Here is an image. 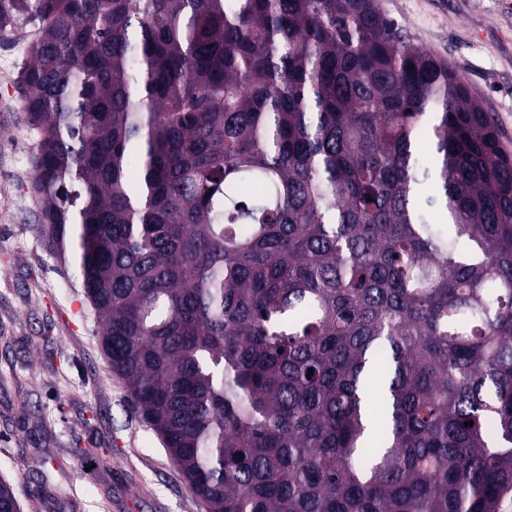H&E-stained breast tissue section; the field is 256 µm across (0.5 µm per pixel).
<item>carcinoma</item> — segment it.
<instances>
[{"label":"carcinoma","instance_id":"cac0c4a2","mask_svg":"<svg viewBox=\"0 0 512 512\" xmlns=\"http://www.w3.org/2000/svg\"><path fill=\"white\" fill-rule=\"evenodd\" d=\"M18 25L40 223L207 512H512V156L456 72L376 0Z\"/></svg>","mask_w":512,"mask_h":512}]
</instances>
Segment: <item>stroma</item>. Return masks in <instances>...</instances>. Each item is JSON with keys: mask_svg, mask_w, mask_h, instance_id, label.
<instances>
[{"mask_svg": "<svg viewBox=\"0 0 512 512\" xmlns=\"http://www.w3.org/2000/svg\"><path fill=\"white\" fill-rule=\"evenodd\" d=\"M460 74L512 154V9L504 0H378ZM33 33L0 32V477L22 512H206L132 410L71 262L30 192L36 134L16 91Z\"/></svg>", "mask_w": 512, "mask_h": 512, "instance_id": "stroma-1", "label": "stroma"}]
</instances>
